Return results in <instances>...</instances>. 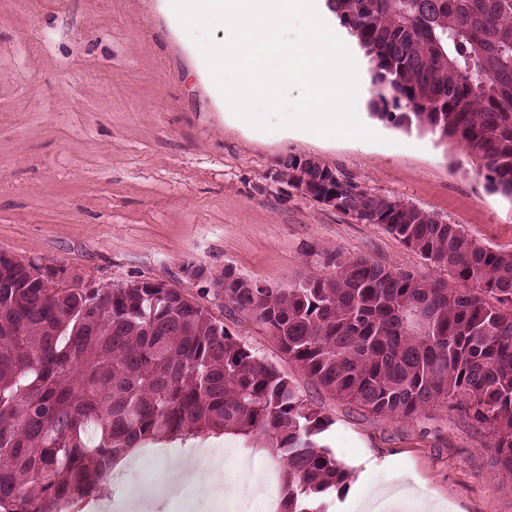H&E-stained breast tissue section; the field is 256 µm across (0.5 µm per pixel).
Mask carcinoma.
<instances>
[{"label": "carcinoma", "mask_w": 512, "mask_h": 512, "mask_svg": "<svg viewBox=\"0 0 512 512\" xmlns=\"http://www.w3.org/2000/svg\"><path fill=\"white\" fill-rule=\"evenodd\" d=\"M369 58L372 114L462 146L512 198V0H328ZM280 162L307 196L380 224L455 281L357 257L286 288L224 287L336 398L409 418L466 408L512 473V251L361 189L331 167ZM0 260V512H62L133 448L236 433L283 461L282 512H328L349 472L326 417L193 297L151 281L50 288Z\"/></svg>", "instance_id": "obj_1"}]
</instances>
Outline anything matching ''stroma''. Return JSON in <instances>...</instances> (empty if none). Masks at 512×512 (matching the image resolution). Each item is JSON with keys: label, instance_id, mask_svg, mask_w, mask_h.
Masks as SVG:
<instances>
[{"label": "stroma", "instance_id": "35a3bbf8", "mask_svg": "<svg viewBox=\"0 0 512 512\" xmlns=\"http://www.w3.org/2000/svg\"><path fill=\"white\" fill-rule=\"evenodd\" d=\"M375 142L253 136L224 124L152 0H0V253L98 288L159 281L193 296L255 356L288 377L330 425L325 442L352 478L329 512H366L379 491L396 512H512L493 440L444 401L417 415L372 414L315 384L255 317L229 314L212 279L225 270L272 287L335 273L329 258L367 257L447 278L382 226L295 194L278 178L290 155L320 160L360 188L460 225L512 251V199L487 190L457 143L359 112ZM203 269L192 279L186 265ZM188 447L226 450L217 480L238 483V461L280 467L232 435ZM184 453H131L111 494L130 499L134 472L167 480Z\"/></svg>", "mask_w": 512, "mask_h": 512}]
</instances>
